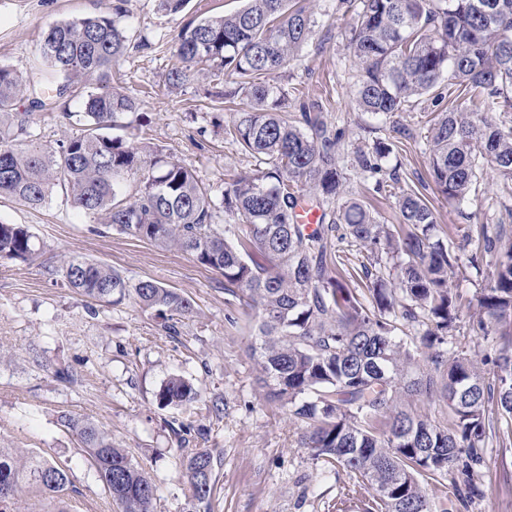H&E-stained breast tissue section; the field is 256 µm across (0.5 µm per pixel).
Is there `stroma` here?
I'll return each instance as SVG.
<instances>
[{
	"instance_id": "stroma-1",
	"label": "stroma",
	"mask_w": 512,
	"mask_h": 512,
	"mask_svg": "<svg viewBox=\"0 0 512 512\" xmlns=\"http://www.w3.org/2000/svg\"><path fill=\"white\" fill-rule=\"evenodd\" d=\"M132 44L115 66L123 92L141 102L137 141L173 156L221 195L234 172L254 161L225 137L234 107L218 102L223 80L189 81L169 91L165 76L174 63L179 31L201 18L228 14L245 0H189L175 15L157 0H0V65L16 69L25 96L28 131L40 143L57 145L80 126L66 115L83 109L82 96L30 110L29 94L43 87L39 48L52 24L111 12ZM338 0H308L313 34L288 68L273 80L288 92V110L323 113L342 128L339 152L347 189L369 201L384 224H400V188H414L430 201L437 223L455 241L482 222L506 219L497 205L500 180L487 174L478 191L458 206L437 193L428 175L425 115L447 110V99L424 95L390 120L361 112L347 57V19ZM391 143L384 173L397 180L376 184L349 161L357 147ZM22 224L40 250L22 262L0 259V448H26L69 468L72 512H117L96 481L77 436L62 427L68 414L93 421L119 447L144 465L157 486L155 512H190L192 502L183 463L196 449L214 457L210 512H329L349 475L323 464L300 445V431L287 411L266 396L251 355L256 322L238 298L224 291V279L188 254L97 223L54 193L31 208L0 197V223ZM77 255L120 271L129 282L153 279L191 301L178 336L165 334L154 311L134 298L117 305L76 294L58 269ZM73 374V382L56 377ZM183 376L198 392L190 407L162 405L157 394L170 377ZM222 417H215L214 407ZM478 495L451 500L448 512H512V444H493L476 467Z\"/></svg>"
}]
</instances>
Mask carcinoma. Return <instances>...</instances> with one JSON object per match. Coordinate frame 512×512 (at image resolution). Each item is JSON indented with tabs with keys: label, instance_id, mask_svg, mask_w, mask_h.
<instances>
[{
	"label": "carcinoma",
	"instance_id": "1",
	"mask_svg": "<svg viewBox=\"0 0 512 512\" xmlns=\"http://www.w3.org/2000/svg\"><path fill=\"white\" fill-rule=\"evenodd\" d=\"M351 14L347 51L356 68L358 108L387 118L413 97L448 80V95L467 92L472 110L427 115L429 174L450 203L477 190L484 172L512 195V0H339ZM112 14L51 25L41 41L44 84L63 99L86 88L77 118L83 133L51 147L23 138L28 113L14 111L23 93L16 69L0 66V196L32 208L61 190L73 206L113 230L190 254L224 277V290L245 300L258 319L252 345L262 381L303 429L313 459L345 469L351 483L335 512H435L425 485L448 471L468 475L482 448L509 436L512 419V231L481 224L467 238L470 265L484 288L470 300L452 287L458 266L450 234L439 229L418 191L403 190V223H380L370 204L341 200L346 178L338 145L343 131L320 112L297 119L272 74L288 66L312 36L297 0H247L240 10L210 16L178 35L166 83L178 91L196 76L231 79L224 98L242 101L224 134L257 160L226 183L220 200L181 162L110 131L131 128L138 99L113 86V68L130 35ZM391 145L358 148L361 170L374 177ZM337 200L309 231L295 211ZM359 267H349L351 251ZM34 236L0 223V258L28 261ZM62 276L77 294L116 304L133 297L162 319L170 336L191 302L153 279L129 283L109 265L79 257ZM476 304L470 331L493 335L492 353L455 352L463 308ZM420 327L419 339L400 337ZM492 377H487V371ZM192 384L170 378L167 405L190 406ZM444 405L436 420L424 406ZM60 422L80 438L118 512H154L157 486L146 469L84 419ZM214 459L201 448L186 461L191 498L210 501ZM68 469L43 456L0 448V512L24 489L38 512H70ZM366 485L369 495L357 497Z\"/></svg>",
	"mask_w": 512,
	"mask_h": 512
}]
</instances>
